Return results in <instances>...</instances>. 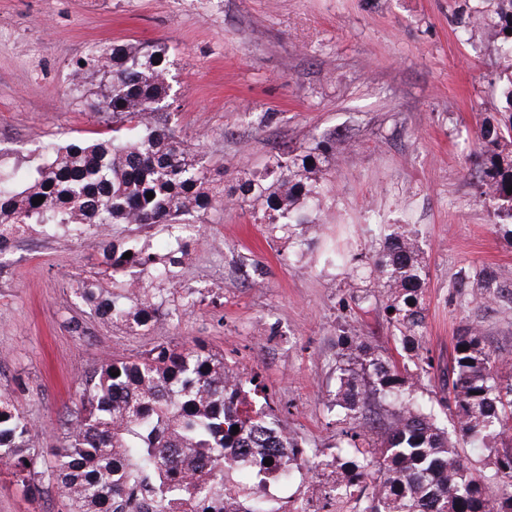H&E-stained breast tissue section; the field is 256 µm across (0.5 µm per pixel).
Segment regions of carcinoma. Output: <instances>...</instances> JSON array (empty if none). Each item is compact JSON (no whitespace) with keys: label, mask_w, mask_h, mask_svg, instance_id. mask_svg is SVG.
I'll return each instance as SVG.
<instances>
[{"label":"carcinoma","mask_w":512,"mask_h":512,"mask_svg":"<svg viewBox=\"0 0 512 512\" xmlns=\"http://www.w3.org/2000/svg\"><path fill=\"white\" fill-rule=\"evenodd\" d=\"M498 2L503 36L492 51L512 57V0ZM91 63L109 78L90 107L112 121L111 134L42 146L41 161L19 187L14 175L0 178V248L36 225H88L113 273L137 267L166 277L179 258L172 255L161 266L134 249L125 259L126 250L106 241L107 228L175 224L215 208L224 190L209 188L213 179L203 157L168 125L164 49L114 45ZM503 96L499 122L480 134L478 189L497 217L512 220V73ZM332 155L327 139L278 156L275 177L244 179L238 197L278 213L275 228L290 237L300 227L311 230ZM38 196L44 201L35 206ZM327 261L367 274L370 287L354 300L385 299L386 321L407 359L399 367L362 334L348 337V352L336 366L334 402L345 414L332 460L308 465L275 410L251 411L237 385L254 379L226 372L223 355L202 342L163 345L133 360L114 358L85 380L75 421L54 449L48 474L69 512H272L267 484L304 468L327 476L336 501H353L361 512H512V376H505L507 365L487 347L479 328L457 337L448 360L439 403L452 416L453 431L413 396L432 367L420 344L426 273L416 239L399 226L370 256L338 250ZM476 277L479 288L470 291L472 298L502 292L493 273ZM80 294L108 323L131 319L153 328L161 320L159 307L136 303L134 288L107 298L93 288ZM410 362L420 372L410 373ZM384 402L394 408L377 427L369 426V407ZM32 432L10 395L0 394V465L15 485L34 494L46 474ZM474 441L487 451L475 463L459 451ZM267 458L272 465H264ZM365 477L368 486L362 484Z\"/></svg>","instance_id":"1"}]
</instances>
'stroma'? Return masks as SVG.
<instances>
[{
	"mask_svg": "<svg viewBox=\"0 0 512 512\" xmlns=\"http://www.w3.org/2000/svg\"><path fill=\"white\" fill-rule=\"evenodd\" d=\"M495 0H0V170L28 169L42 142L90 138L104 128L86 97L103 81L86 68L115 44L166 46L170 124L203 147L225 188L272 159L332 139L322 233L304 244L272 230L249 202L189 216L190 237L163 224H115L110 240L166 257L182 248L172 280L100 264L92 228L33 231L0 251V393L52 447L74 419L86 375L115 356L198 340L229 371L258 375L308 453H336L333 407L339 337L365 334L394 352L380 303L355 305L361 276L326 265L342 238L372 251L399 224L425 260L424 345L433 358L418 397L439 394L456 336L478 327L512 363V236L477 197L482 127L496 121L512 59L490 53ZM85 82L74 89L73 75ZM488 267L503 292L461 296V277ZM198 290L178 308L172 282ZM162 303L161 325L107 324L81 287L122 293L129 284ZM308 474L272 483L269 504L293 512L326 500ZM51 480L27 495L0 472V512H67Z\"/></svg>",
	"mask_w": 512,
	"mask_h": 512,
	"instance_id": "35a3bbf8",
	"label": "stroma"
}]
</instances>
